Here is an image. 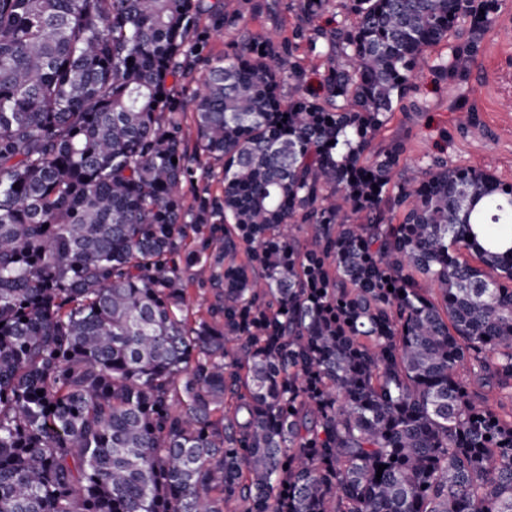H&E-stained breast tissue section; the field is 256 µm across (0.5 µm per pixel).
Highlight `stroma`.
Returning a JSON list of instances; mask_svg holds the SVG:
<instances>
[{
  "mask_svg": "<svg viewBox=\"0 0 512 512\" xmlns=\"http://www.w3.org/2000/svg\"><path fill=\"white\" fill-rule=\"evenodd\" d=\"M491 18L466 80L439 83L422 69L415 79L418 108L398 112L386 135L406 138L409 162L442 151L451 161L512 183V0H496ZM466 110L475 113L482 135L458 124L459 112Z\"/></svg>",
  "mask_w": 512,
  "mask_h": 512,
  "instance_id": "obj_1",
  "label": "stroma"
}]
</instances>
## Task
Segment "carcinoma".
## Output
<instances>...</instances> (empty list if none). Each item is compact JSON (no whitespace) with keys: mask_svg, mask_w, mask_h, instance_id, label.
I'll list each match as a JSON object with an SVG mask.
<instances>
[{"mask_svg":"<svg viewBox=\"0 0 512 512\" xmlns=\"http://www.w3.org/2000/svg\"><path fill=\"white\" fill-rule=\"evenodd\" d=\"M330 2L0 0V512H512V184L375 147L495 0Z\"/></svg>","mask_w":512,"mask_h":512,"instance_id":"cac0c4a2","label":"carcinoma"}]
</instances>
